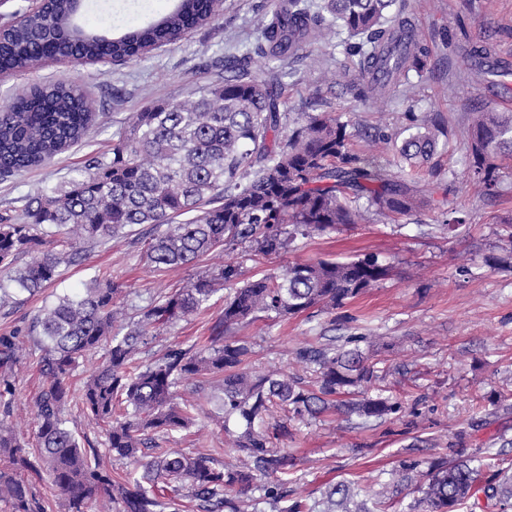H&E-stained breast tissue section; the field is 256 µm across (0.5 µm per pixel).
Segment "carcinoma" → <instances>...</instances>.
Masks as SVG:
<instances>
[{"label": "carcinoma", "mask_w": 512, "mask_h": 512, "mask_svg": "<svg viewBox=\"0 0 512 512\" xmlns=\"http://www.w3.org/2000/svg\"><path fill=\"white\" fill-rule=\"evenodd\" d=\"M397 0H279L269 21L259 24L257 54L284 61L322 31L345 29L354 41L345 58L360 80L349 87L365 103L408 84L423 69L427 50L411 37V21ZM82 0H51L46 15H33L0 34V73L25 69L39 60L73 56L132 60L149 47L182 39L223 11V0H178L176 8L147 26L109 36L79 20ZM250 59L236 60L224 82L193 88L183 100L158 102L112 133V148L68 180L24 197L20 212L0 216V293L33 295L56 280L61 266L85 260L84 245H104L133 225L152 234L144 255L159 271L181 268L202 255L249 240L265 254L277 252L295 234L309 236L356 224L357 200L385 215L417 207L411 172L438 150L439 129L428 113H410L414 131L401 141L378 130L361 149L353 147L347 123L333 112L309 113L288 135V112L280 78L269 68L249 75ZM384 65L387 78L369 79ZM96 108L75 79L35 87L0 107V177L49 165L87 134ZM394 149L398 161L385 167L377 155ZM471 172L486 194L500 184L497 159L512 155V113H478L469 134ZM293 226L294 231L287 230ZM33 259L25 265L18 261ZM373 257L297 263L278 276L232 287L210 345L191 352L178 346L146 363L138 355L160 331L198 313L233 281L228 265L201 275L184 288L162 292L138 313L118 302L119 288L93 276L82 291L57 302L26 331L0 335V407L15 400V369L33 350L23 335L37 336L45 383L34 402L35 447L0 429V500L13 512H47L23 478L45 472L66 503V512H248L257 490L277 512H387L392 495L412 491L408 512H475L478 492L496 512H512V466L496 456L406 460L391 482L370 499L340 481L323 494L316 510L303 492L288 486L295 457L275 441L284 425L267 421L278 403L297 415L316 417L331 409L369 421L402 411V404L369 394L375 364L357 348L302 346L295 363L316 368L307 383L276 371H251L248 345L234 330L259 315L290 318L312 308L345 306L389 276ZM101 353L102 362L76 392L70 379L79 361ZM203 377L222 395V412L211 416L232 435L238 463L221 462L216 451L150 448L154 437L195 424V405L174 402V387ZM77 404L105 431L112 474L100 451L81 447L66 410ZM491 479L479 485L483 472Z\"/></svg>", "instance_id": "1"}]
</instances>
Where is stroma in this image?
Segmentation results:
<instances>
[{"instance_id":"stroma-1","label":"stroma","mask_w":512,"mask_h":512,"mask_svg":"<svg viewBox=\"0 0 512 512\" xmlns=\"http://www.w3.org/2000/svg\"><path fill=\"white\" fill-rule=\"evenodd\" d=\"M276 0H224L222 14L182 40L121 64H76L46 61L34 68L0 74V102L36 84L77 79L97 100V114L85 141L46 167L32 168L0 180V215L23 206L31 190L50 189L72 171L100 155L112 143V132L135 119L149 104L178 100L189 88L222 82L224 62L251 55V73L264 65L257 57L258 20L271 15ZM174 0H88L86 16L113 26L143 24L170 9ZM404 7L428 50L422 73H410L414 95L403 89L357 102L345 84L358 73L342 53L346 31L326 33L286 59L281 68L283 98L291 118L302 113L333 112L346 122L354 145L362 135L382 130L400 137L410 114H432L442 134L429 168L413 176L417 208L386 217L366 211L362 223L323 234L300 237L272 255L245 243L214 251L194 264L169 272L150 266L144 257L145 226L128 228L107 244L88 248L82 264L62 268L60 277L40 293L0 303V333L24 325L57 297L76 293L97 274L121 288L128 312L147 306L159 292L189 285L202 274L231 265L236 284L282 273L289 266L317 259L339 261L374 256L389 265L385 280L346 307L318 308L279 321L259 317L236 329L252 350L254 370L277 369L313 380L312 369L292 360L295 349L360 337L363 353L378 370L373 390L396 397L403 410L383 420L362 423L357 416L328 411L300 417L273 406L270 422L287 424L279 442L297 458L295 488L322 499L342 479L364 491H381L393 469L408 458H436L460 441L464 454H501L512 462V447H501L499 435L512 439V410L494 409L487 395L512 391V245L504 223L512 221V160L504 161L499 194L489 197L469 176L468 131L472 112L492 109L512 113V103L493 100L485 73L474 67L475 48L488 59L512 64V0H405ZM466 223L447 225L449 210ZM224 311L223 294H215L200 314L178 321L142 354L147 361L166 346L197 350ZM18 395L10 414L0 413V429L32 441V407L41 386L38 357L18 370ZM178 400L199 408L190 430L158 438L162 448L214 449L220 460L236 462L231 439L210 420L220 402L208 386L190 380L177 389Z\"/></svg>"}]
</instances>
